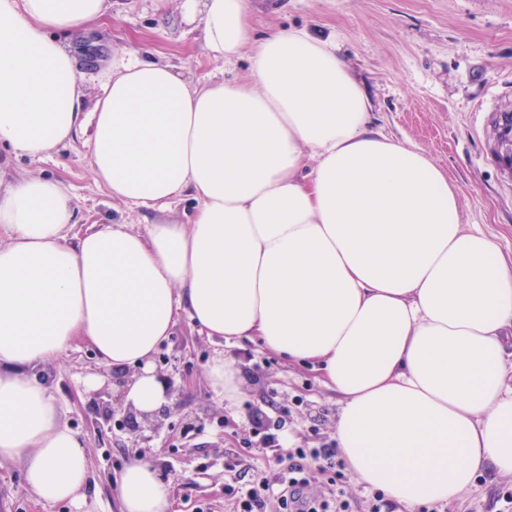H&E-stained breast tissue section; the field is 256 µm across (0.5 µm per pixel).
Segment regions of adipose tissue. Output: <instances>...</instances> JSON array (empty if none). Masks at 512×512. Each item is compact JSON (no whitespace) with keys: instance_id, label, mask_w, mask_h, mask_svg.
Wrapping results in <instances>:
<instances>
[{"instance_id":"ef3b65f1","label":"adipose tissue","mask_w":512,"mask_h":512,"mask_svg":"<svg viewBox=\"0 0 512 512\" xmlns=\"http://www.w3.org/2000/svg\"><path fill=\"white\" fill-rule=\"evenodd\" d=\"M208 54L254 51L241 80L195 85L172 64L119 66L90 111V166L113 200L157 212L69 232L53 179L0 157V462L46 502L80 499L89 459L36 372L76 341L151 415L152 356L179 312L256 338L335 391L336 448L360 482L414 512L512 473V259L459 222V195L416 144L374 127L335 45L304 29L254 40L248 0H183ZM110 0H0V146L42 157L80 125L62 38ZM191 197L190 223L160 214ZM121 512H170L168 482L124 465Z\"/></svg>"}]
</instances>
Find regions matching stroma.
I'll return each instance as SVG.
<instances>
[{"label":"stroma","mask_w":512,"mask_h":512,"mask_svg":"<svg viewBox=\"0 0 512 512\" xmlns=\"http://www.w3.org/2000/svg\"><path fill=\"white\" fill-rule=\"evenodd\" d=\"M180 0H112L104 22L67 38L77 61L83 107L91 109L114 65L151 57L187 79H242L250 55L231 63L208 55L197 23ZM252 34L302 28L335 41L365 87L377 128L419 145L460 192V222L479 226L512 255V173L493 158L492 115L499 91L512 83V0H248ZM14 178L57 180L71 199L77 228L125 224L146 231L153 212L114 201L90 167L87 137L77 135L40 159L14 157ZM241 378L236 407L213 390L207 367L217 356ZM166 385L164 406L130 424L125 378L79 344L39 373L87 448L89 480L80 503L43 502L18 466L0 464V512H119L116 479L135 458L170 482L173 512H235L226 486H242L266 470L252 440L254 414L283 421L282 448H315L336 432V394L309 366L291 363L256 340L227 341L200 333L178 315L152 359ZM95 375L99 383L88 388ZM512 475L483 476L438 512H503Z\"/></svg>","instance_id":"1"}]
</instances>
